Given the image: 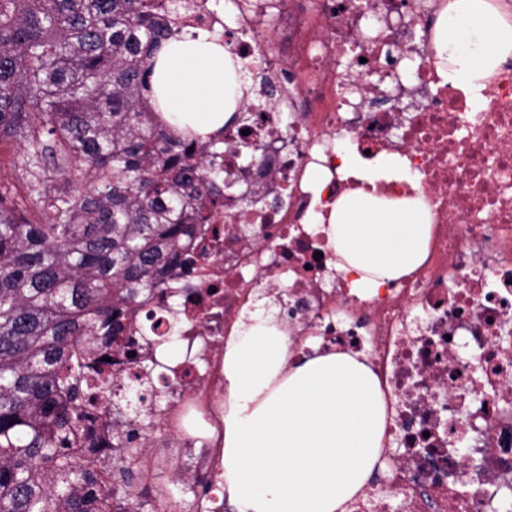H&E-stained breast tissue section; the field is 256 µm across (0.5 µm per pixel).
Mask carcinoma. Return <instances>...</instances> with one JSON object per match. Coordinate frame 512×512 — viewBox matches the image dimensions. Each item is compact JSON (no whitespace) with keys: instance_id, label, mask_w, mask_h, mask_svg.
Returning <instances> with one entry per match:
<instances>
[{"instance_id":"obj_1","label":"carcinoma","mask_w":512,"mask_h":512,"mask_svg":"<svg viewBox=\"0 0 512 512\" xmlns=\"http://www.w3.org/2000/svg\"><path fill=\"white\" fill-rule=\"evenodd\" d=\"M154 0H0V140L20 142L23 203L0 185V512H164L148 449L162 389L129 409L117 352L136 377L154 354L133 318L164 298L208 230L221 173L211 144L162 118L151 77L175 34Z\"/></svg>"}]
</instances>
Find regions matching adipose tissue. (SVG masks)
Instances as JSON below:
<instances>
[{
	"mask_svg": "<svg viewBox=\"0 0 512 512\" xmlns=\"http://www.w3.org/2000/svg\"><path fill=\"white\" fill-rule=\"evenodd\" d=\"M434 52L449 82L480 90L512 55V16L491 0H448ZM152 81L164 117L204 138L233 119L249 87L241 61L205 32L167 41ZM343 167L360 187L315 229L336 271L367 293L425 260L431 214L422 197L379 196L380 182L402 176L399 156L366 163L348 154ZM277 313L237 322L224 346V496L236 512H344L383 446L379 383L344 352L291 361Z\"/></svg>",
	"mask_w": 512,
	"mask_h": 512,
	"instance_id": "ef3b65f1",
	"label": "adipose tissue"
}]
</instances>
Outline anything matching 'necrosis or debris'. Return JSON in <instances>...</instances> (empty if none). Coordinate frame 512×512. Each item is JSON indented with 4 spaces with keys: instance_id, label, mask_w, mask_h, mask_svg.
Instances as JSON below:
<instances>
[{
    "instance_id": "necrosis-or-debris-1",
    "label": "necrosis or debris",
    "mask_w": 512,
    "mask_h": 512,
    "mask_svg": "<svg viewBox=\"0 0 512 512\" xmlns=\"http://www.w3.org/2000/svg\"><path fill=\"white\" fill-rule=\"evenodd\" d=\"M443 0H180L181 27L224 33L259 75L243 111L265 117L224 131L215 166L225 193L213 224L186 256L196 291L176 311L183 354L157 377H183L161 417L175 448L201 453L220 495L224 344L260 295L287 298L290 352L310 338L358 356L377 376L387 417L379 464L347 512H512V59L479 93L448 82L432 51ZM366 59L368 70L351 63ZM294 118L284 122V109ZM259 147L247 166L241 147ZM398 153L409 180L384 195L421 194L432 240L414 272L373 292L329 277L311 205L328 214L358 183L340 174L348 149ZM327 171L321 193L313 168ZM262 203L241 211L238 194Z\"/></svg>"
}]
</instances>
